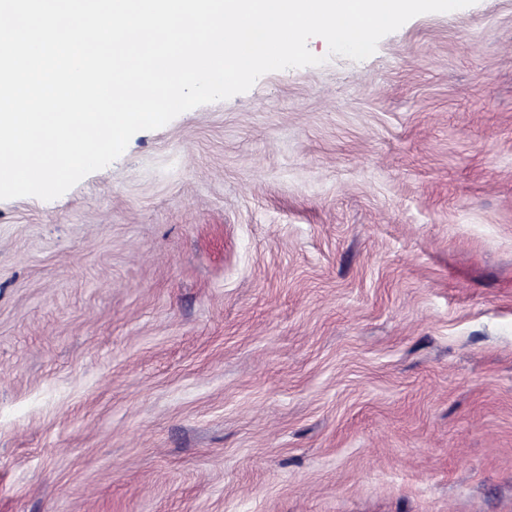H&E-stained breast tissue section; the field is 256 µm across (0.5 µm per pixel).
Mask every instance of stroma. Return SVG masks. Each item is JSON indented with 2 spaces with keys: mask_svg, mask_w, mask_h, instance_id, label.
I'll list each match as a JSON object with an SVG mask.
<instances>
[{
  "mask_svg": "<svg viewBox=\"0 0 512 512\" xmlns=\"http://www.w3.org/2000/svg\"><path fill=\"white\" fill-rule=\"evenodd\" d=\"M308 48L0 200V512H512V0Z\"/></svg>",
  "mask_w": 512,
  "mask_h": 512,
  "instance_id": "35a3bbf8",
  "label": "stroma"
}]
</instances>
